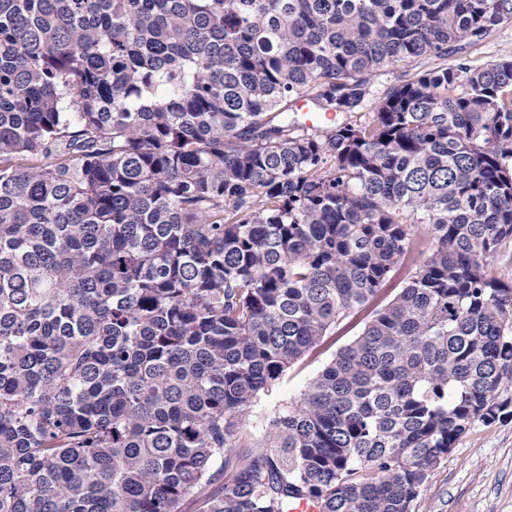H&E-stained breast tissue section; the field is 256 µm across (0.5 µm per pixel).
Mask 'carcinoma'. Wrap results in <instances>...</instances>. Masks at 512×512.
I'll return each instance as SVG.
<instances>
[{
    "mask_svg": "<svg viewBox=\"0 0 512 512\" xmlns=\"http://www.w3.org/2000/svg\"><path fill=\"white\" fill-rule=\"evenodd\" d=\"M507 24L512 0H0V512H411L512 405V60L462 55ZM493 271L506 283L512 281V240L503 243L492 261ZM370 311V308H366L342 320L315 348L288 369L278 385L260 395L249 409L245 421V428L253 438H260L269 429L270 420L278 410L300 400L309 384L331 362L337 351L360 334Z\"/></svg>",
    "mask_w": 512,
    "mask_h": 512,
    "instance_id": "1",
    "label": "carcinoma"
}]
</instances>
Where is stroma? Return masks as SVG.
Listing matches in <instances>:
<instances>
[{"mask_svg":"<svg viewBox=\"0 0 512 512\" xmlns=\"http://www.w3.org/2000/svg\"><path fill=\"white\" fill-rule=\"evenodd\" d=\"M367 317L363 310L342 320L260 395L248 412L247 431L261 437L278 410L299 401L337 351L360 334ZM414 512H512V416L475 423L433 469Z\"/></svg>","mask_w":512,"mask_h":512,"instance_id":"obj_1","label":"stroma"}]
</instances>
